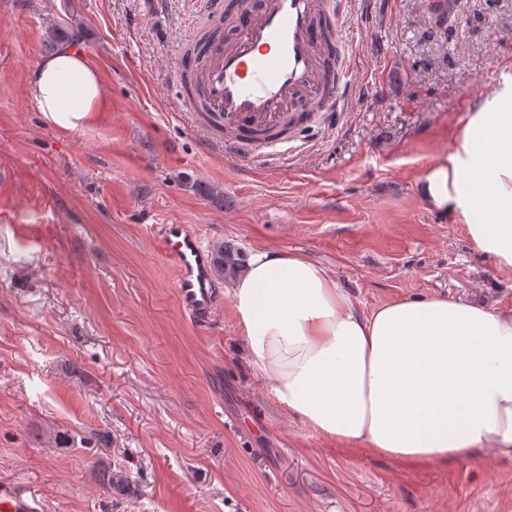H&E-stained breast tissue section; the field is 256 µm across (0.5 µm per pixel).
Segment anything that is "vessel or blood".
Masks as SVG:
<instances>
[{"instance_id": "b4317fda", "label": "vessel or blood", "mask_w": 512, "mask_h": 512, "mask_svg": "<svg viewBox=\"0 0 512 512\" xmlns=\"http://www.w3.org/2000/svg\"><path fill=\"white\" fill-rule=\"evenodd\" d=\"M345 4L254 0L235 14L224 42L205 46L196 80L206 98L195 109L223 125L226 154L268 153L277 142L267 138V131L278 130L287 118L319 112L323 126L330 128L346 104L360 101L350 80L357 60L344 38ZM160 242L177 268L183 311L209 321L218 296L199 235L184 224H165ZM0 512H41V505L19 483L1 479Z\"/></svg>"}]
</instances>
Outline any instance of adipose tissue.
<instances>
[{
    "label": "adipose tissue",
    "instance_id": "obj_1",
    "mask_svg": "<svg viewBox=\"0 0 512 512\" xmlns=\"http://www.w3.org/2000/svg\"><path fill=\"white\" fill-rule=\"evenodd\" d=\"M35 99L66 130L106 103L97 70L68 44L41 59ZM417 191L512 270L511 85L472 112ZM229 297L252 368L314 434L410 465L512 459V309L431 296L366 315L323 265L276 250L250 254Z\"/></svg>",
    "mask_w": 512,
    "mask_h": 512
}]
</instances>
